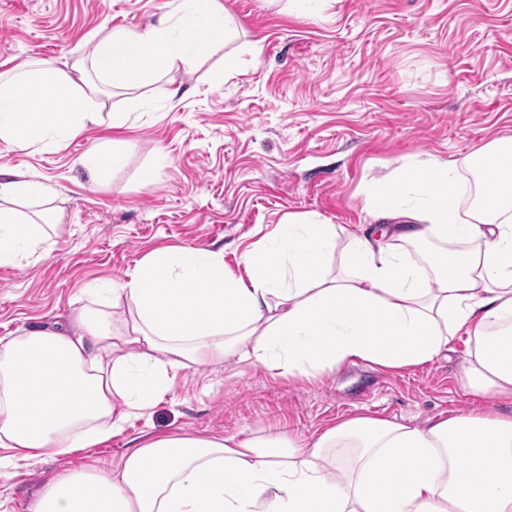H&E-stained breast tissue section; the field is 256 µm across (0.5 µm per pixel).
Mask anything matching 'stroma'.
Listing matches in <instances>:
<instances>
[{"label": "stroma", "instance_id": "obj_1", "mask_svg": "<svg viewBox=\"0 0 512 512\" xmlns=\"http://www.w3.org/2000/svg\"><path fill=\"white\" fill-rule=\"evenodd\" d=\"M221 2L259 60L241 56L232 77L216 79V55L172 81L105 91L104 112L128 113L125 126L102 125L61 151H0V167L50 185L63 210L48 257L0 267V336L65 317L91 285L121 282L160 248L223 251L238 275L244 249L286 215L371 224V179L512 136V0H320L311 17L289 0ZM177 3L0 0V67L39 59L64 68L98 32L157 22ZM117 136L132 144L126 166L91 185L79 159ZM465 355L460 340L448 361L394 373L361 362L317 382L224 364L181 372L110 442L64 463L0 467V512H30L62 465L111 468L148 435L279 428L309 438L356 414L422 422L463 404Z\"/></svg>", "mask_w": 512, "mask_h": 512}]
</instances>
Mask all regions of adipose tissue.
<instances>
[{"label":"adipose tissue","instance_id":"obj_1","mask_svg":"<svg viewBox=\"0 0 512 512\" xmlns=\"http://www.w3.org/2000/svg\"><path fill=\"white\" fill-rule=\"evenodd\" d=\"M220 0H179L139 30L110 29L70 70L24 62L0 74V144L61 150L126 114L104 88L191 67L217 46L255 55ZM127 139L81 161L90 184L122 168ZM512 136L463 161L431 157L372 180L383 225L355 231L288 215L241 255L192 247L148 254L104 303L0 337V447L62 460L107 443L151 410L178 373L232 362L316 380L359 361L408 371L448 358L459 337L465 396L512 403ZM480 193L460 203V170ZM51 189L0 173V266L53 246ZM32 512H512V413L459 407L413 423L358 414L310 439L287 432L142 439L109 471L66 468Z\"/></svg>","mask_w":512,"mask_h":512}]
</instances>
